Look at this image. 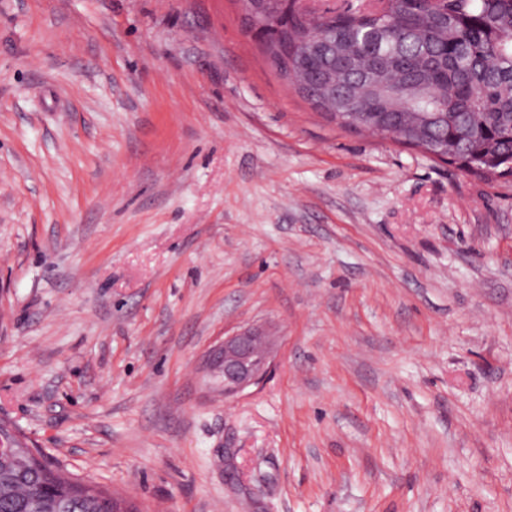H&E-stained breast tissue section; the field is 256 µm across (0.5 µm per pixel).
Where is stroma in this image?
Returning <instances> with one entry per match:
<instances>
[{
  "label": "stroma",
  "mask_w": 512,
  "mask_h": 512,
  "mask_svg": "<svg viewBox=\"0 0 512 512\" xmlns=\"http://www.w3.org/2000/svg\"><path fill=\"white\" fill-rule=\"evenodd\" d=\"M246 14L0 0V418L139 512H512V178L340 127ZM258 350L262 352L260 363L255 359ZM220 355L224 363V394H238L258 385L273 362L267 336L250 330L225 336Z\"/></svg>",
  "instance_id": "1"
}]
</instances>
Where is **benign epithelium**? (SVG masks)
I'll use <instances>...</instances> for the list:
<instances>
[{"label": "benign epithelium", "mask_w": 512, "mask_h": 512, "mask_svg": "<svg viewBox=\"0 0 512 512\" xmlns=\"http://www.w3.org/2000/svg\"><path fill=\"white\" fill-rule=\"evenodd\" d=\"M220 355L226 394H238L259 384L272 365L268 338L250 330L224 337Z\"/></svg>", "instance_id": "7a95c632"}]
</instances>
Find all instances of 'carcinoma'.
I'll return each mask as SVG.
<instances>
[{
  "mask_svg": "<svg viewBox=\"0 0 512 512\" xmlns=\"http://www.w3.org/2000/svg\"><path fill=\"white\" fill-rule=\"evenodd\" d=\"M271 66L344 128L512 177V0H390L315 18L249 0ZM0 512H128L20 446L0 422Z\"/></svg>",
  "mask_w": 512,
  "mask_h": 512,
  "instance_id": "carcinoma-1",
  "label": "carcinoma"
}]
</instances>
